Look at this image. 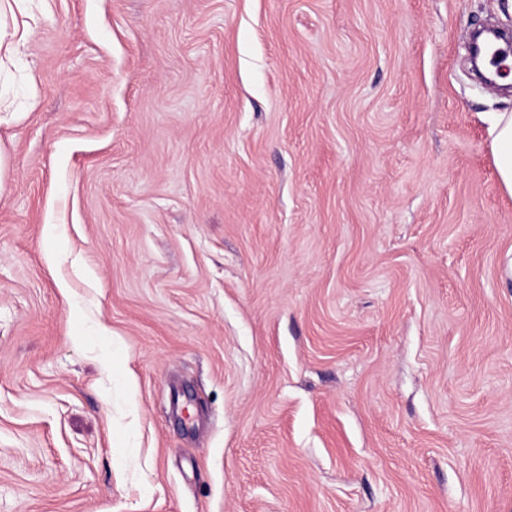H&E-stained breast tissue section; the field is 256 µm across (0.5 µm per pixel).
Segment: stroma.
I'll use <instances>...</instances> for the list:
<instances>
[{
    "mask_svg": "<svg viewBox=\"0 0 512 512\" xmlns=\"http://www.w3.org/2000/svg\"><path fill=\"white\" fill-rule=\"evenodd\" d=\"M0 72V512H512V0H33ZM491 133L499 182L504 191L512 195V111L495 116Z\"/></svg>",
    "mask_w": 512,
    "mask_h": 512,
    "instance_id": "1",
    "label": "stroma"
}]
</instances>
